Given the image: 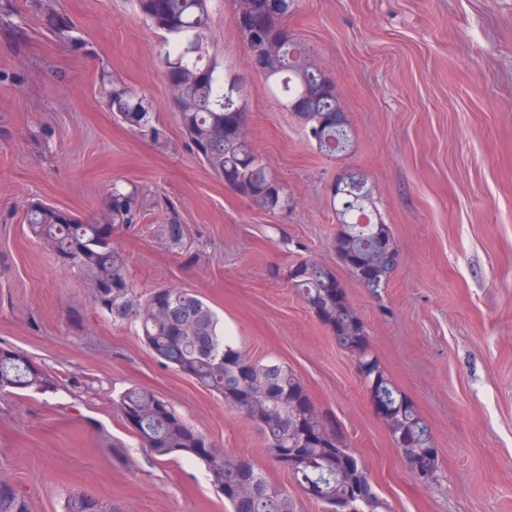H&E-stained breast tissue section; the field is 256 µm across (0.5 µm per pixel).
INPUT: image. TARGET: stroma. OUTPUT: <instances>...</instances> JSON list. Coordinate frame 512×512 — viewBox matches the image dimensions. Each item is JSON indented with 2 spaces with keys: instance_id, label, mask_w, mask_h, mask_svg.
<instances>
[{
  "instance_id": "1",
  "label": "stroma",
  "mask_w": 512,
  "mask_h": 512,
  "mask_svg": "<svg viewBox=\"0 0 512 512\" xmlns=\"http://www.w3.org/2000/svg\"><path fill=\"white\" fill-rule=\"evenodd\" d=\"M11 4L27 37L0 34V347L58 384L0 394V473L32 512H64L73 491L116 512H230L202 464L141 446L116 406L133 386L250 458L299 512H323L251 421L158 362L137 324L95 312L82 277L24 222L29 200L90 218L113 186L131 184L145 212L114 240L138 292L191 289L252 359L291 367L391 512H512V0H299L288 25L333 79L353 131L352 150L335 158L251 69L230 0H209V51L240 77L249 139L288 192L272 213L215 178L187 143L161 35L136 0H56L81 31L80 52L43 35L33 0ZM114 79L151 97L160 142L113 118ZM350 171L366 177L399 250L374 294L333 246L331 188ZM173 217L178 249L165 234ZM306 259L336 274L372 351L427 421L434 482L410 471L355 359L287 282Z\"/></svg>"
}]
</instances>
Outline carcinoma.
<instances>
[{"label":"carcinoma","mask_w":512,"mask_h":512,"mask_svg":"<svg viewBox=\"0 0 512 512\" xmlns=\"http://www.w3.org/2000/svg\"><path fill=\"white\" fill-rule=\"evenodd\" d=\"M209 0H136L142 18L161 33L162 63L175 95L180 124L208 170L258 208L275 212L288 203L282 182L270 175L265 158L251 144L240 80L221 69L205 46ZM297 0H231L234 25L247 44L252 68L264 78L279 105L302 123L316 149L334 158L353 146L349 120L333 80L315 63L312 52L288 27ZM46 27L80 51L85 40L72 19L39 0ZM9 0H0V28L14 40L25 37L11 17ZM109 105L114 117L130 130L154 139V104L141 91L112 84ZM361 199L343 205L333 198L339 221L334 248L356 280L363 268L377 272L376 287H386L395 267L390 255L397 244L389 225L351 222L356 211L376 207L363 177ZM143 209L138 189H112L97 217L85 220L40 200L28 202L24 223L29 232L68 268L77 269L94 308L113 321L139 322L142 336L158 361L219 395L224 406L253 422L265 438L272 460L289 472L310 499L335 512L336 501L349 500L350 512H390L375 491L369 474L343 434L312 400L301 379L286 365L253 360L224 336L215 313L192 290L177 284L137 293L124 252L113 240L119 224H132ZM288 282L332 332L336 343L350 352L366 392L391 410L387 425L407 465L424 483L436 480L439 457L428 424L413 402L393 383L372 352L364 322L349 304L336 274L314 260L288 270ZM55 389L54 381L22 353L0 349V393ZM117 406L134 422L137 436L155 456L202 462L217 493L231 512H298L288 490L270 483L244 456H231L211 445L200 448L201 434L154 392L133 387ZM0 477V512H31L28 496ZM247 483L250 496L236 489ZM99 501L81 493L68 495L65 512H100Z\"/></svg>","instance_id":"cac0c4a2"}]
</instances>
